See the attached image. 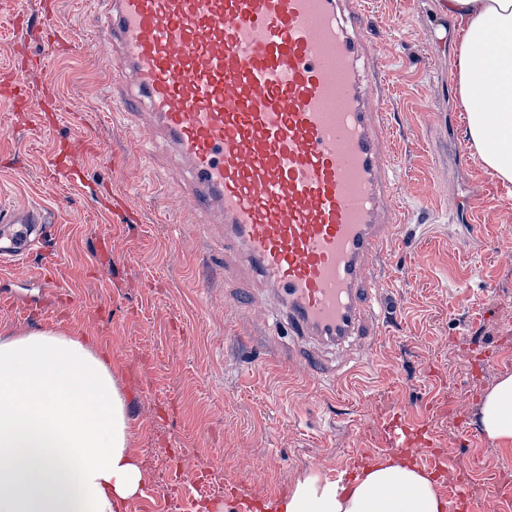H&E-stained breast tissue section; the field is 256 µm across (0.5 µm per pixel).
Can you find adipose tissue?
Here are the masks:
<instances>
[{"label": "adipose tissue", "instance_id": "obj_1", "mask_svg": "<svg viewBox=\"0 0 512 512\" xmlns=\"http://www.w3.org/2000/svg\"><path fill=\"white\" fill-rule=\"evenodd\" d=\"M466 25L460 47L468 136L512 182V0H448ZM481 424L512 440V375L486 396ZM124 399L93 343L53 329L0 339V512H121L142 474ZM275 512H442L432 480L385 462L350 487L311 476Z\"/></svg>", "mask_w": 512, "mask_h": 512}]
</instances>
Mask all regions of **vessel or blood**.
Masks as SVG:
<instances>
[{"mask_svg": "<svg viewBox=\"0 0 512 512\" xmlns=\"http://www.w3.org/2000/svg\"><path fill=\"white\" fill-rule=\"evenodd\" d=\"M112 41V98L183 160L194 206L224 226V276L268 290L291 341L338 351L375 336L387 308L375 285L402 209L387 153L386 66L366 0H100ZM39 65L67 47L53 21L31 28ZM49 87L20 97L26 125H43ZM476 205L464 250L484 246ZM48 215L0 210V266L41 253ZM386 430L406 451L401 416ZM445 512H479L469 486Z\"/></svg>", "mask_w": 512, "mask_h": 512, "instance_id": "vessel-or-blood-1", "label": "vessel or blood"}]
</instances>
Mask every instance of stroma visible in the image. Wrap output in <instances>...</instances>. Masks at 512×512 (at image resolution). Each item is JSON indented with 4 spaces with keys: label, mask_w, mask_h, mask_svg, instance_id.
Segmentation results:
<instances>
[{
    "label": "stroma",
    "mask_w": 512,
    "mask_h": 512,
    "mask_svg": "<svg viewBox=\"0 0 512 512\" xmlns=\"http://www.w3.org/2000/svg\"><path fill=\"white\" fill-rule=\"evenodd\" d=\"M71 42L49 68L34 67L38 42L24 16L44 2ZM389 68L391 151L405 222L384 288L395 311L367 364L335 389L307 382L278 361L287 337L271 311L226 312L224 268L202 239L177 188L165 147L138 150L140 131L112 102V48L97 28L96 0H0V74L50 85L65 108L33 130L0 124V207H41L53 228L47 278L36 259L0 269V336L55 329L112 356L125 401L129 449L143 473L123 512H232L237 499H287L309 476L334 478L361 453L387 447L383 426L401 414L429 425L447 455L471 464L512 453V440L480 424L485 396L512 375V356L474 365L512 337V184L471 150L458 68L463 32L448 0H367ZM79 186L55 179L52 160L71 142ZM489 243L470 257L455 246L465 229L449 210L475 186ZM131 196L130 217L104 203ZM464 391L456 410L448 396Z\"/></svg>",
    "instance_id": "35a3bbf8"
}]
</instances>
